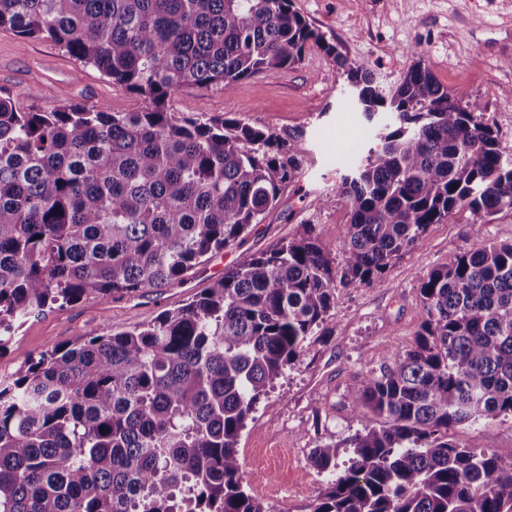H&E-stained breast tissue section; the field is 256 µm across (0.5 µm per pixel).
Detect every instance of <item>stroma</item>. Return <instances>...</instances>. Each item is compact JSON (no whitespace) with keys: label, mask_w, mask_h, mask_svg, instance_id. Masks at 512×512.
Masks as SVG:
<instances>
[{"label":"stroma","mask_w":512,"mask_h":512,"mask_svg":"<svg viewBox=\"0 0 512 512\" xmlns=\"http://www.w3.org/2000/svg\"><path fill=\"white\" fill-rule=\"evenodd\" d=\"M311 26L350 62L367 64L382 94L401 84L420 46L435 78L462 101H477L501 142L512 147V0H293ZM332 60L307 48L294 66L258 74L231 90L185 87L170 103L180 116L207 119L228 113L273 132H302L308 151L301 175L286 187L262 223L243 240L191 269L179 282L133 296L84 300L30 316L0 352V382H10L26 355H39L86 329L106 334L133 329L208 287L225 268L290 239L297 224H316L333 259L348 228L337 184L349 163L380 148L376 123L357 112ZM45 111L73 104L134 112L141 100L91 67H81L48 40L24 41L0 28V95ZM321 207H311L312 199ZM512 242V212L481 221L462 212L428 227L409 252L394 260L372 287L337 288L333 309L300 356L261 396L239 439L250 492L270 512H303L327 476L311 463L316 446L336 442L364 425L345 396L362 376L393 362L412 345L421 322L418 288L435 266L466 249Z\"/></svg>","instance_id":"35a3bbf8"}]
</instances>
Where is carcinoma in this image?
Here are the masks:
<instances>
[{
  "instance_id": "cac0c4a2",
  "label": "carcinoma",
  "mask_w": 512,
  "mask_h": 512,
  "mask_svg": "<svg viewBox=\"0 0 512 512\" xmlns=\"http://www.w3.org/2000/svg\"><path fill=\"white\" fill-rule=\"evenodd\" d=\"M0 27L50 40L143 101L25 111L0 96V351L33 314L163 288L263 221L299 176L306 140L226 112L179 118L185 86L232 88L313 45L367 121L390 122L341 177V260L316 225L224 270L131 331L27 357L0 384V512H270L238 441L260 397L325 322L341 285L371 287L431 224L512 210V147L422 53L388 96L292 0H0ZM415 345L346 399L368 423L311 453L332 475L304 512H512V454L472 425L512 416V242L421 279Z\"/></svg>"
}]
</instances>
